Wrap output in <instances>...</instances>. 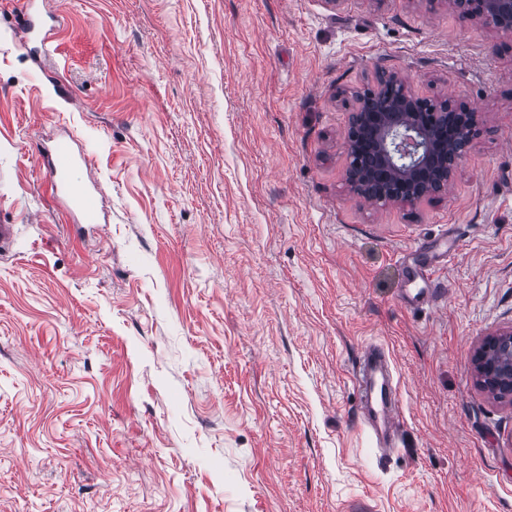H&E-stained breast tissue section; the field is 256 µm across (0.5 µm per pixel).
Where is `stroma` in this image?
<instances>
[{
  "instance_id": "stroma-1",
  "label": "stroma",
  "mask_w": 512,
  "mask_h": 512,
  "mask_svg": "<svg viewBox=\"0 0 512 512\" xmlns=\"http://www.w3.org/2000/svg\"><path fill=\"white\" fill-rule=\"evenodd\" d=\"M380 67L483 121L412 207L345 183ZM0 224V512H512V401L473 364L512 327V37L424 0H0ZM47 174L52 187L57 188L60 185L70 192L86 219L94 217L93 212L86 206L87 192L70 187L66 182L65 172L61 171L55 164H48ZM377 373L380 381L376 379ZM354 378L362 390L364 419L377 436L394 440L401 421L385 354L377 348L369 351L363 369H359Z\"/></svg>"
}]
</instances>
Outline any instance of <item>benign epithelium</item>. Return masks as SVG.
I'll list each match as a JSON object with an SVG mask.
<instances>
[{"instance_id": "1", "label": "benign epithelium", "mask_w": 512, "mask_h": 512, "mask_svg": "<svg viewBox=\"0 0 512 512\" xmlns=\"http://www.w3.org/2000/svg\"><path fill=\"white\" fill-rule=\"evenodd\" d=\"M491 32L512 35V0H429ZM345 140L346 182L365 201L414 206L447 189L480 118L463 102L444 99L435 109L408 79L382 73L374 86L353 94ZM477 384L497 398L512 396V328L491 334L475 352Z\"/></svg>"}]
</instances>
